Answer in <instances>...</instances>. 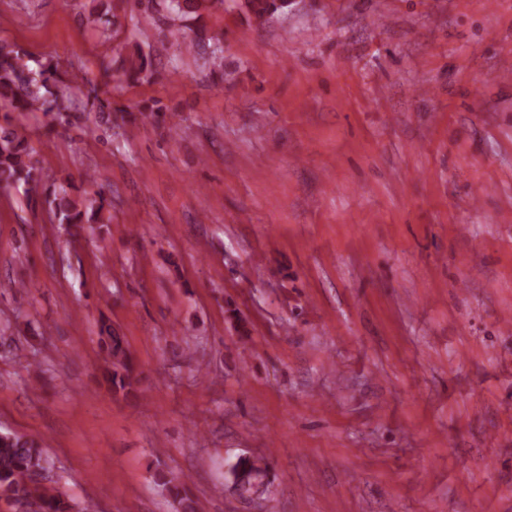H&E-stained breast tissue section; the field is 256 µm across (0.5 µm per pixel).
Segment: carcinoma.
Listing matches in <instances>:
<instances>
[{"instance_id":"cac0c4a2","label":"carcinoma","mask_w":512,"mask_h":512,"mask_svg":"<svg viewBox=\"0 0 512 512\" xmlns=\"http://www.w3.org/2000/svg\"><path fill=\"white\" fill-rule=\"evenodd\" d=\"M200 5L201 0H164V9L172 20L195 12ZM183 48L188 53L209 55L213 68L224 70L220 46H211L202 39H186ZM78 81V75L62 70L56 57L36 58L15 43L0 41V112L4 113V122L0 124V187L25 186L28 201L50 210L55 222L72 237L78 236L86 224H97L100 231L110 234L111 218L104 216V211L111 202L105 197L103 175L87 172L77 185L68 174L51 186H44L34 160V147L9 117L11 112L40 113L61 124L68 122L73 84ZM87 104L105 124L111 123L112 102L101 97L93 84L87 93ZM106 334L107 338L100 342L112 358V368L107 370L105 380L113 390H124L133 385L130 357L121 337L109 329ZM46 464L38 439L10 430L0 431V500H25L29 512H71L70 504L60 494L27 480L29 474L44 469ZM155 481L166 490L176 512H203L202 503L190 494L185 478L158 471ZM234 485L243 495L264 492L263 469L248 460L241 461Z\"/></svg>"}]
</instances>
